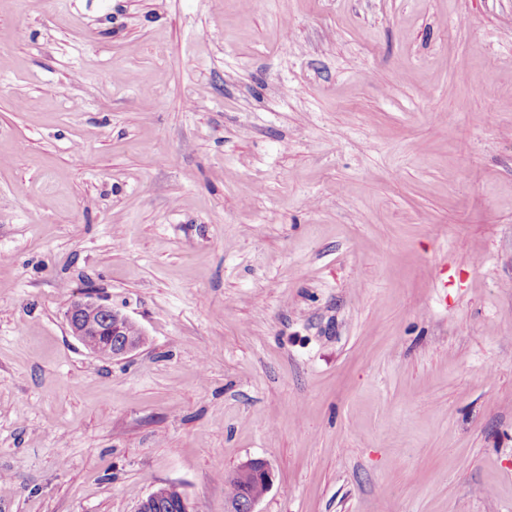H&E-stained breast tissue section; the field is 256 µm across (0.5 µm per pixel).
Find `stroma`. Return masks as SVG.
Wrapping results in <instances>:
<instances>
[{
  "label": "stroma",
  "instance_id": "obj_1",
  "mask_svg": "<svg viewBox=\"0 0 512 512\" xmlns=\"http://www.w3.org/2000/svg\"><path fill=\"white\" fill-rule=\"evenodd\" d=\"M250 458L258 512H512V0H0V512ZM89 311L103 312L104 319L99 321L84 319L82 312L87 313ZM66 320L71 335L75 336L84 346L88 337L91 336L88 339V344L100 351L85 347L103 358L124 359L144 345L141 337L146 336V334L141 327L125 314L112 308V305L92 295H84L74 300L66 312ZM130 325L137 329L136 335H131L128 332ZM104 336H112V354L101 352L111 351L110 342Z\"/></svg>",
  "mask_w": 512,
  "mask_h": 512
}]
</instances>
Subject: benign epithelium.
<instances>
[{
  "instance_id": "1",
  "label": "benign epithelium",
  "mask_w": 512,
  "mask_h": 512,
  "mask_svg": "<svg viewBox=\"0 0 512 512\" xmlns=\"http://www.w3.org/2000/svg\"><path fill=\"white\" fill-rule=\"evenodd\" d=\"M66 320L71 335L82 343L86 342L90 336L112 337V353L106 355L96 349L92 350V353L100 357L124 359L143 346L141 337L145 336L144 330L139 327L137 334H130L128 327L133 324V321L95 296L84 295L74 300L66 312ZM239 477L257 478L263 482L267 490L273 483L268 464L260 459L244 462L227 477V480L231 481Z\"/></svg>"
}]
</instances>
